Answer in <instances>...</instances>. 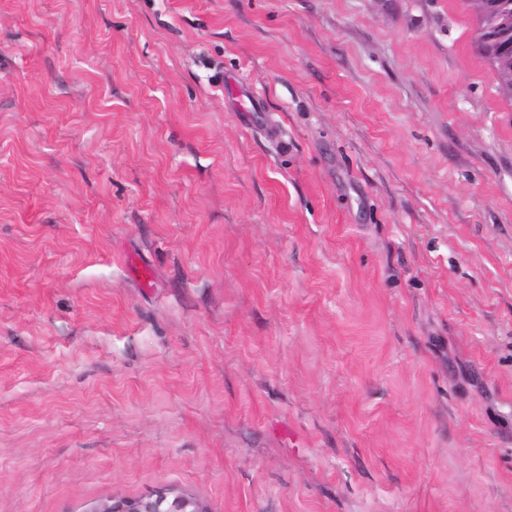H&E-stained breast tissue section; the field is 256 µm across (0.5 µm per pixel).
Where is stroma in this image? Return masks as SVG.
Masks as SVG:
<instances>
[{
    "label": "stroma",
    "mask_w": 512,
    "mask_h": 512,
    "mask_svg": "<svg viewBox=\"0 0 512 512\" xmlns=\"http://www.w3.org/2000/svg\"><path fill=\"white\" fill-rule=\"evenodd\" d=\"M479 27L0 0V512H512V98ZM88 512H207L198 502L169 489L133 500H110L93 506Z\"/></svg>",
    "instance_id": "obj_1"
}]
</instances>
